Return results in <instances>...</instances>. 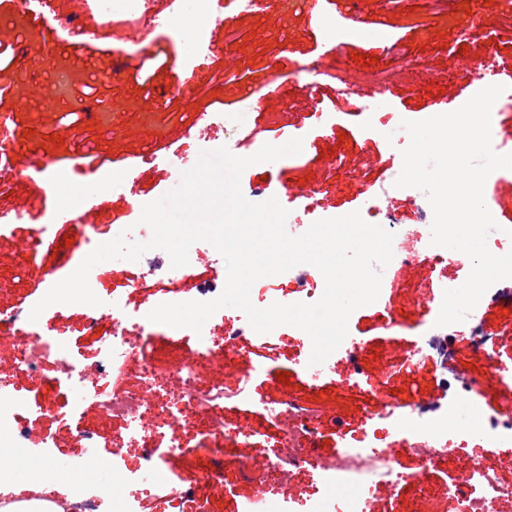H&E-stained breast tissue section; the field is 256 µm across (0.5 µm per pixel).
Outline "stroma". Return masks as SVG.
<instances>
[{
    "label": "stroma",
    "instance_id": "1",
    "mask_svg": "<svg viewBox=\"0 0 512 512\" xmlns=\"http://www.w3.org/2000/svg\"><path fill=\"white\" fill-rule=\"evenodd\" d=\"M311 3L266 0L264 9L244 12L238 0H222L226 15L233 19L231 26L210 29L200 55L184 63L177 41L164 30L145 31L141 46L130 47L124 27L93 13L80 21L96 31L97 38L89 51L74 52L68 27L61 22L72 11L71 0H53L56 21L40 25L32 21L26 0H0V114L12 116L19 134L17 148L42 158L59 189L75 182L112 184L109 191L83 197L78 205L86 222L70 234L72 264L108 242L113 226L134 225L144 204L171 190V160L200 148V129L186 127L188 115L197 112L207 113L216 125L212 141L232 145L241 157L255 154L266 142L282 145L302 139V153L284 158L278 166L248 167L240 179L242 193L258 187L261 201L274 198L284 205L293 190L304 186L317 190L335 216L356 211L363 198L400 173L402 156L373 132L357 100L337 98L333 84L316 83L308 64L318 63L323 70L351 79L368 71L361 55L377 56L378 67L393 70L395 78L388 90L374 86L371 94L387 96L405 120L420 121L435 112L455 111L472 96L461 70L463 32L476 36L486 27L504 36L512 32V0H493L483 7L479 19L464 12L461 0H447L443 6L434 0H410L409 7L397 11L386 0H354L351 13L369 22V29L347 26L341 46L325 55L319 49L321 13L311 12ZM403 51L420 61L419 70L401 68ZM156 54L163 66L152 67L150 81L141 82L142 64ZM43 84L52 86V98L40 92ZM88 84L94 88L89 95L84 92ZM318 107L333 114L323 128L314 123ZM72 110L79 113L78 123L64 118ZM226 112L244 113L245 125L224 123ZM29 128L34 131L30 137L25 134ZM54 133L62 137V144L51 143ZM89 149L97 156L91 165L81 159ZM132 180L138 190L134 196L125 189ZM23 203L28 211L21 223L0 230V310L16 317L35 304V292L49 291L70 273L69 266L56 267L54 256L43 255L37 245L42 232L55 230L51 218L57 195L41 193L31 181H17L10 171L0 172V213H14ZM384 206L405 227L411 245L422 248L429 207L425 193L404 188ZM194 249V264L185 277L171 276L170 258L162 250L136 261L96 265L93 273L101 300L120 298L137 319L158 303L203 300L207 286L221 283L226 266L210 244L198 242ZM38 262L52 268L50 277L31 274ZM383 275L388 286L381 298L356 309L348 320L349 335L362 342L358 354L362 375L349 378L345 361L335 356L329 360L335 376L316 387L307 385L300 368L309 337L284 330L274 336L253 335L240 311H227L208 321L206 330L217 339L229 330H245L236 340L237 356L215 362V375L231 386L253 365H263L266 376L255 379L252 386L264 398L288 395L302 405H313L323 417L341 416L354 428L369 418L383 417L389 403H415L432 411L446 394L469 400L463 382L485 380L488 369L484 354L468 337L438 338L448 360L430 358L422 373L410 372L404 365L408 349L420 339L429 298L445 285L463 284L467 268L436 263L426 254L403 270L388 265ZM50 322L65 333L85 364H99V349L112 336L108 322L87 329L86 309L68 305L55 308ZM482 325L495 337L499 359L512 366V312L502 313L500 303H487ZM195 350L196 340L189 331L175 338L170 329L159 328L147 341L152 361L165 367L191 360ZM13 353L11 339L0 338V382L26 386L32 401L42 406L31 416L30 434L20 450L19 464L28 478L42 480L47 461L69 458L86 437L103 444L126 439L123 422L105 418L93 400H75L69 390L53 391L45 382L28 377L13 365ZM282 372L288 373V383L278 382ZM193 446V440H186L184 452L172 461L187 486L208 500L210 512H245L257 489L228 469L224 476L232 490L212 495L197 481L200 461ZM99 456V464L67 483L53 485L51 497L61 499L92 484L100 467L130 478L145 464L137 449L116 456L104 446ZM463 465L461 454H453L429 471L425 484L407 481L394 489L378 488L374 512H456L455 502L441 495L440 488Z\"/></svg>",
    "mask_w": 512,
    "mask_h": 512
}]
</instances>
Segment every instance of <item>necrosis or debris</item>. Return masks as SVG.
<instances>
[{
	"label": "necrosis or debris",
	"mask_w": 512,
	"mask_h": 512,
	"mask_svg": "<svg viewBox=\"0 0 512 512\" xmlns=\"http://www.w3.org/2000/svg\"><path fill=\"white\" fill-rule=\"evenodd\" d=\"M93 6L99 16L125 17L126 39L135 45L143 40L142 21L160 26L181 41L187 58L196 55L202 29L222 19L218 0H174L161 15L152 13L150 0H93ZM391 79V73L384 69L360 79L340 77L336 94L361 99L373 127L392 147L402 148L408 145L409 136L398 112L385 99L364 93L365 85L384 86ZM441 305L437 298L428 307L431 319L425 322L423 343L416 348L419 358L428 359L436 337L466 336L483 349L493 382L511 388L512 367L499 360L494 342L482 327L480 309H473L465 321L443 328L433 324ZM90 319L112 324V338L104 348L108 368L82 365L69 340L46 317L35 322L26 319L18 325L0 314V332L15 336L17 348L12 361L17 369L35 374L41 372L45 361H52L50 382L54 387L67 386L77 397L95 398L100 412L123 420L130 430V441L148 451L150 465L144 472L117 485L109 473H101L70 512H146L160 498L172 512H206L205 506L190 500L182 475L170 464L183 448L173 431L182 428L195 433L194 451L205 463L199 481L216 494L224 491L220 439H243L260 446V431L247 426L226 427L218 412L224 399L246 391L247 380L238 379L229 387L223 378L207 373L215 356L235 354L233 339L197 337L194 360L164 372L148 360L141 337L127 332L128 316L122 307H94ZM134 365L139 368L140 382L130 389L116 379L115 372ZM261 408L278 430L279 446L265 453L261 463L238 467L239 474L262 491L251 512H372L375 489L397 487L404 478L395 464L396 451L388 443L395 430L405 435L409 449L422 460V471L412 476L416 482L423 481L424 469L450 454L465 452V465L443 489L444 495L455 501L457 512H499L501 503L512 501V480L505 479L500 469L488 466L482 454L483 449L498 448L503 457L512 458V415L500 420L483 416L477 407L450 402L432 416L414 409L405 416L394 414L390 423L361 429L336 457L323 459L315 456L312 448L319 427L315 410L285 401L265 402ZM31 412L23 389L0 385L1 448H18L16 430ZM308 467L316 470L318 480L307 497H296L291 492L292 481L298 471Z\"/></svg>",
	"instance_id": "1"
}]
</instances>
